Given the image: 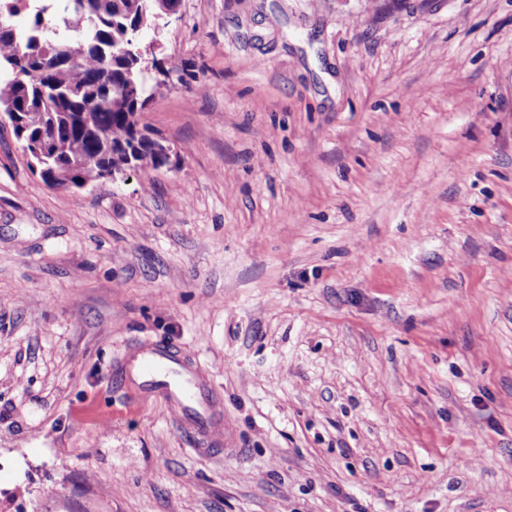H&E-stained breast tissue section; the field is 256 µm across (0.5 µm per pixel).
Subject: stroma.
Masks as SVG:
<instances>
[{"instance_id":"35a3bbf8","label":"stroma","mask_w":512,"mask_h":512,"mask_svg":"<svg viewBox=\"0 0 512 512\" xmlns=\"http://www.w3.org/2000/svg\"><path fill=\"white\" fill-rule=\"evenodd\" d=\"M154 51L170 167L63 197L0 129V512H512V0H182ZM173 353L161 348L146 351L138 363L144 389L160 394L167 402V412L178 422L197 405L201 412L205 406L203 390L194 378L185 372Z\"/></svg>"}]
</instances>
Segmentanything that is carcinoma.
<instances>
[{
    "mask_svg": "<svg viewBox=\"0 0 512 512\" xmlns=\"http://www.w3.org/2000/svg\"><path fill=\"white\" fill-rule=\"evenodd\" d=\"M0 0V112H15L14 138L28 148L52 138L40 179L59 171L84 185L105 173L158 169L166 159L138 115L149 101L144 75L157 59L122 52L150 0ZM24 15L23 23L16 17Z\"/></svg>",
    "mask_w": 512,
    "mask_h": 512,
    "instance_id": "obj_1",
    "label": "carcinoma"
}]
</instances>
